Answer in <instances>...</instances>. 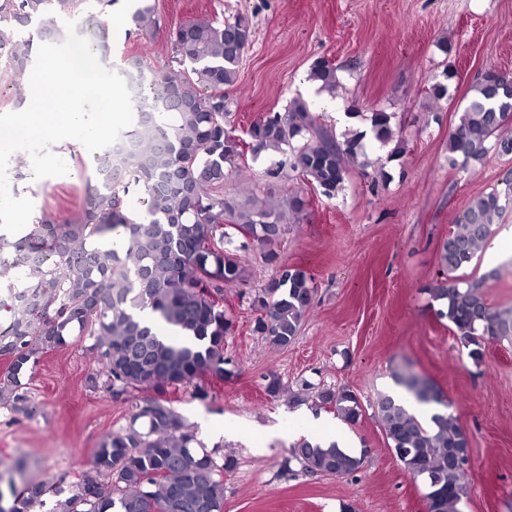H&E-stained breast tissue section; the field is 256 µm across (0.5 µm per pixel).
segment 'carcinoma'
Here are the masks:
<instances>
[{
    "instance_id": "obj_1",
    "label": "carcinoma",
    "mask_w": 512,
    "mask_h": 512,
    "mask_svg": "<svg viewBox=\"0 0 512 512\" xmlns=\"http://www.w3.org/2000/svg\"><path fill=\"white\" fill-rule=\"evenodd\" d=\"M83 0H0V55L7 56L16 83L33 59L32 42L19 36L31 24L49 35L57 19L76 15ZM139 32L156 26L153 7L131 16ZM97 54L112 57L101 20ZM249 20L232 22L190 19L171 35L172 65L154 72L155 88L165 109L139 117L126 136L129 152L112 156V171L86 187L76 217L64 221L42 215L16 239L0 235V407L29 411L21 376L40 357L71 344L92 340L95 365L91 386L118 399L151 389L157 397L139 408L130 424L104 435L88 467L68 483L69 494L55 512H224V475L236 467L232 457L209 450L169 406V390L204 376L224 380L225 337L233 322L224 311V285L248 280L239 257L224 249L228 230L263 250L279 278L255 295L258 311L251 332L277 348L299 334L315 287L305 271L283 262L275 245L286 232L285 212L253 195L244 205L224 198V180L248 148L282 154L320 195L331 199L345 186L349 163L364 152L354 132L336 142L300 99L285 112H267L253 121L242 139L227 127L224 88L237 81L240 61L250 46ZM309 79L324 90L336 88V68L324 59L313 62ZM375 138L385 145L395 131L383 109L367 117ZM512 72L486 70L458 123L448 132V159L463 171L490 151L512 153ZM143 193L147 220L137 223L123 213L129 191ZM512 200L489 192L473 199L441 243V276L429 288L445 318L459 333L469 356L480 362L485 344L512 340V310L492 308L485 297L490 271L479 280L458 272L485 249L493 223ZM123 227L125 247L105 250L99 241ZM149 309L172 327L178 339L157 334L142 318ZM397 385L428 416L411 412L392 394L381 395L375 416L389 449L404 471L421 482L427 512H459L468 494L470 438L441 401L439 386L413 371L394 375ZM312 400L315 410H332L348 424L361 416L350 389L309 385L292 394ZM291 457L303 470L343 478L360 470L366 452L355 455L332 443L323 446L301 437ZM52 490L46 483L8 484L0 490V512H36Z\"/></svg>"
}]
</instances>
